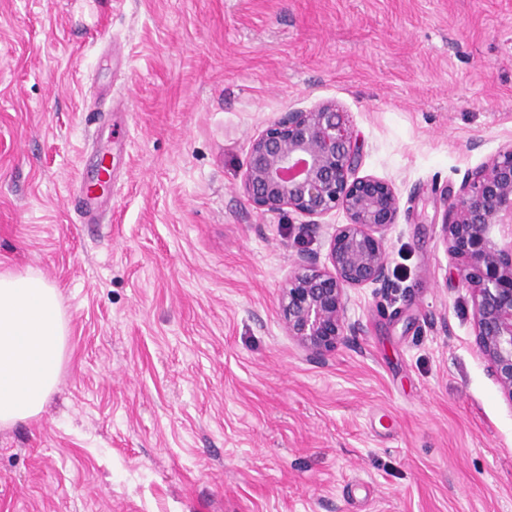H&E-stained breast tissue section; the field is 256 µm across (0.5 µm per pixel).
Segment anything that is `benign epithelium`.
I'll return each mask as SVG.
<instances>
[{
	"instance_id": "benign-epithelium-1",
	"label": "benign epithelium",
	"mask_w": 512,
	"mask_h": 512,
	"mask_svg": "<svg viewBox=\"0 0 512 512\" xmlns=\"http://www.w3.org/2000/svg\"><path fill=\"white\" fill-rule=\"evenodd\" d=\"M362 154L349 113L328 101L285 113L249 145L243 191L256 209L346 217L333 226L326 261L298 253L280 292L285 334L314 357L359 331L348 292L390 280L387 232L400 201L388 181L358 176ZM443 207L449 274L471 292L476 351L512 403V142L468 170Z\"/></svg>"
}]
</instances>
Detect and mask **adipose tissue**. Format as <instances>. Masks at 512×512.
<instances>
[{"mask_svg":"<svg viewBox=\"0 0 512 512\" xmlns=\"http://www.w3.org/2000/svg\"><path fill=\"white\" fill-rule=\"evenodd\" d=\"M67 325L37 272L0 273V427L38 416L61 372Z\"/></svg>","mask_w":512,"mask_h":512,"instance_id":"1","label":"adipose tissue"}]
</instances>
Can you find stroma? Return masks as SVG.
Wrapping results in <instances>:
<instances>
[{
	"label": "stroma",
	"mask_w": 512,
	"mask_h": 512,
	"mask_svg": "<svg viewBox=\"0 0 512 512\" xmlns=\"http://www.w3.org/2000/svg\"><path fill=\"white\" fill-rule=\"evenodd\" d=\"M324 100L400 214L391 288L311 358L280 289L346 217L261 213L242 175ZM511 141L512 0H0V272H39L68 326L43 412L0 427V512H512V402L441 204ZM108 200H112V159L108 153H100L96 177L79 187L78 202L84 218L82 223H99V213Z\"/></svg>",
	"instance_id": "35a3bbf8"
}]
</instances>
